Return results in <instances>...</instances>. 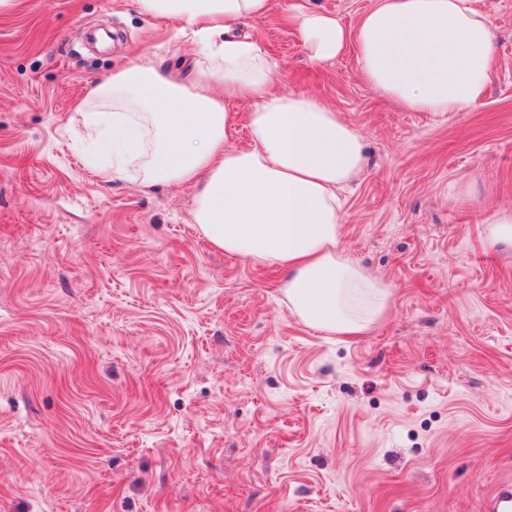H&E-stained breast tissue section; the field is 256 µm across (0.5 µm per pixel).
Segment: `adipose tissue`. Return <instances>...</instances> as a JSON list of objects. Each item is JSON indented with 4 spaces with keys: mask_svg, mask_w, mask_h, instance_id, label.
Wrapping results in <instances>:
<instances>
[{
    "mask_svg": "<svg viewBox=\"0 0 512 512\" xmlns=\"http://www.w3.org/2000/svg\"><path fill=\"white\" fill-rule=\"evenodd\" d=\"M175 18L195 49L184 78L146 59L96 87L84 125L113 154L136 160L143 182L197 187L194 217L226 253L279 266L289 309L307 326L360 336L387 312L392 290L338 250L339 196L365 167L364 136L317 97L271 93L273 65L239 31L272 0H138ZM301 47L317 63L355 41L361 77L412 112H460L478 104L492 63L487 14L473 0H378L355 30L329 14H299ZM252 144H229L232 102Z\"/></svg>",
    "mask_w": 512,
    "mask_h": 512,
    "instance_id": "obj_1",
    "label": "adipose tissue"
}]
</instances>
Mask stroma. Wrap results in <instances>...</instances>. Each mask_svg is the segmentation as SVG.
<instances>
[{"label": "stroma", "instance_id": "stroma-1", "mask_svg": "<svg viewBox=\"0 0 512 512\" xmlns=\"http://www.w3.org/2000/svg\"><path fill=\"white\" fill-rule=\"evenodd\" d=\"M377 0H273L243 26L275 90L365 137L339 247L392 288L363 336L303 325L280 270L224 253L190 183L103 182L76 112L139 61L192 54L137 0L0 12V512H482L512 484V0L483 102L409 112L347 44L320 67L296 6L348 29ZM485 235L491 247L512 248V213L502 214L489 221L485 228Z\"/></svg>", "mask_w": 512, "mask_h": 512}]
</instances>
